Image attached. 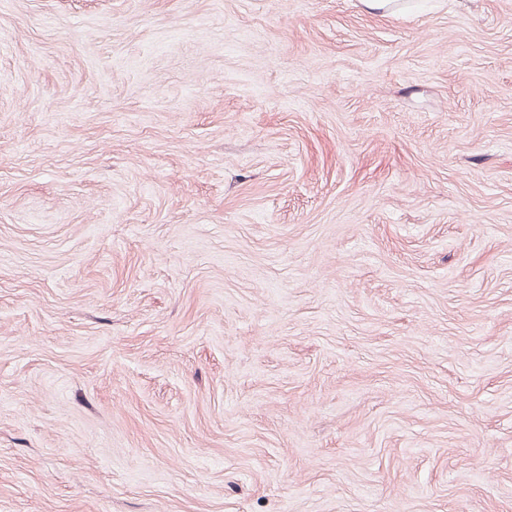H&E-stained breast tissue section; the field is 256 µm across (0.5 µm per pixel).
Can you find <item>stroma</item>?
<instances>
[{"mask_svg": "<svg viewBox=\"0 0 512 512\" xmlns=\"http://www.w3.org/2000/svg\"><path fill=\"white\" fill-rule=\"evenodd\" d=\"M0 512H512V0H0Z\"/></svg>", "mask_w": 512, "mask_h": 512, "instance_id": "1", "label": "stroma"}]
</instances>
